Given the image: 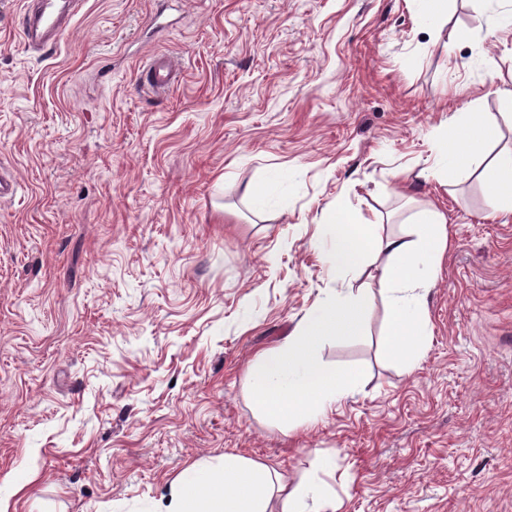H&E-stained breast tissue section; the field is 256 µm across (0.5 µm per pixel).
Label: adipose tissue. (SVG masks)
<instances>
[{"mask_svg":"<svg viewBox=\"0 0 512 512\" xmlns=\"http://www.w3.org/2000/svg\"><path fill=\"white\" fill-rule=\"evenodd\" d=\"M490 128L477 113L454 115L449 143L431 172L452 180L457 174L478 175L493 213L512 217V151L488 157ZM332 222L340 243L339 258L347 266L385 254L376 279L388 305L389 355L415 365L429 335L425 297L435 284L437 268L448 247L447 220L427 211L404 237H380L376 224L360 218L337 201ZM370 304L364 293H338L311 309L297 329L269 351L251 373L247 391L269 419L293 425L312 424L338 400L362 388L364 375L355 368H328L321 359L326 342L342 333H359ZM281 494V512H336L321 485L288 488L270 467L235 455L219 464H196L176 479L166 512H268L273 494Z\"/></svg>","mask_w":512,"mask_h":512,"instance_id":"obj_1","label":"adipose tissue"}]
</instances>
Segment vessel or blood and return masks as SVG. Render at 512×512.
I'll list each match as a JSON object with an SVG mask.
<instances>
[{"instance_id":"obj_1","label":"vessel or blood","mask_w":512,"mask_h":512,"mask_svg":"<svg viewBox=\"0 0 512 512\" xmlns=\"http://www.w3.org/2000/svg\"><path fill=\"white\" fill-rule=\"evenodd\" d=\"M76 0H26L22 37L32 46L50 48L68 30L76 14Z\"/></svg>"}]
</instances>
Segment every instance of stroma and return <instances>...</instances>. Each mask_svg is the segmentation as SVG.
Here are the masks:
<instances>
[{"instance_id":"stroma-1","label":"stroma","mask_w":512,"mask_h":512,"mask_svg":"<svg viewBox=\"0 0 512 512\" xmlns=\"http://www.w3.org/2000/svg\"><path fill=\"white\" fill-rule=\"evenodd\" d=\"M0 0V495L9 512L166 507L186 468L235 454L337 512H512V220L474 175L425 178L461 104L512 149V0L437 26L411 0H83L36 52ZM167 59L173 87H152ZM287 180L278 206L250 189ZM448 248L417 364L386 352L369 268L337 269V200ZM372 295L328 367L362 388L287 429L251 367L326 297Z\"/></svg>"}]
</instances>
